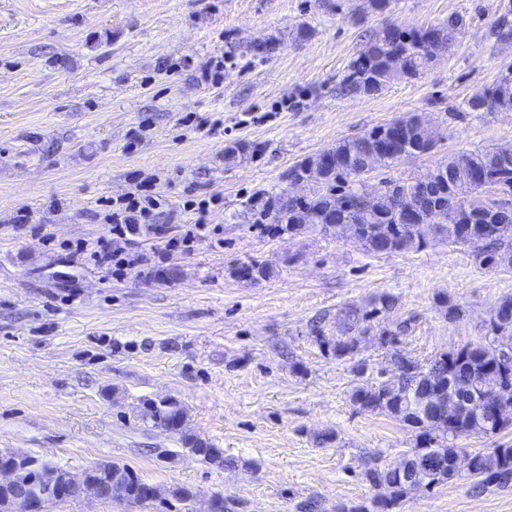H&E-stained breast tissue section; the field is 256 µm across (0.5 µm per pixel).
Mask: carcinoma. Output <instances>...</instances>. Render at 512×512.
<instances>
[{"label": "carcinoma", "instance_id": "obj_1", "mask_svg": "<svg viewBox=\"0 0 512 512\" xmlns=\"http://www.w3.org/2000/svg\"><path fill=\"white\" fill-rule=\"evenodd\" d=\"M512 8H505L490 30L497 45L512 44ZM391 36L377 45L368 37L349 65V72L339 85L345 94L369 95L385 87L394 79L388 71L394 56L403 59L399 77L416 79L449 53L455 45L461 26L450 18L440 26L425 29H401L390 25ZM469 112H512V73H502L489 87L478 91L466 101ZM380 144L388 146L387 156L381 162L391 167L399 162L401 154L413 148H435L428 123L418 115H409L388 124L374 127L356 137L344 139L323 150L332 164L321 180L312 183L309 192L300 198H290L285 191L269 195L262 203L261 220L275 225L276 230L291 235L302 233L308 224H319L324 233L342 237L347 227L357 224L362 229L361 243L372 254H392L421 248L428 234H439L450 242L467 246L474 263L486 270L512 266V201L507 199L492 207L493 222L469 224L464 219L448 221V212L435 205L443 190L448 199L461 201L477 191L479 177L512 188V148L495 146L480 151L459 152L444 162L410 179L401 181L402 189L413 199L418 211V222L406 224L393 207V195L387 191L368 193L371 206L362 210L357 205L365 175L364 159ZM241 278L257 280L268 275L261 264H249L235 269ZM396 307L395 299L381 295L372 310L362 311L355 306H344L336 312V335L324 334L321 324L313 325L318 345L332 354L345 358L358 348V335L371 316ZM505 332L512 336V297L503 299L487 320L486 335ZM401 373L395 389L385 384L361 385L350 392V401L359 408L388 415L418 431L414 448L405 460L410 471L400 474L392 468H368L367 480L385 490L383 497L373 501L376 512H392L401 499L426 486L438 487L457 479L453 460L461 451L457 440L461 437H492L512 426V419L500 425L488 426L474 412L461 409L453 424H443L422 401L427 390L448 396L452 388L460 393L491 395L501 385V356L490 344L463 345L433 356L426 366L408 359L398 352L391 354ZM186 411L176 399L160 402L143 400L140 419L150 430L162 434L182 432ZM184 447L211 464H224L222 452L207 441L185 435ZM473 462L469 479L473 488L490 484L507 486L512 483V446L496 448L491 453H471ZM87 474L101 484H110L118 478L125 486V502L142 505L159 502L174 507L193 497L190 489L174 487L162 489L153 486L145 492V483L124 464L105 461L87 469Z\"/></svg>", "mask_w": 512, "mask_h": 512}]
</instances>
